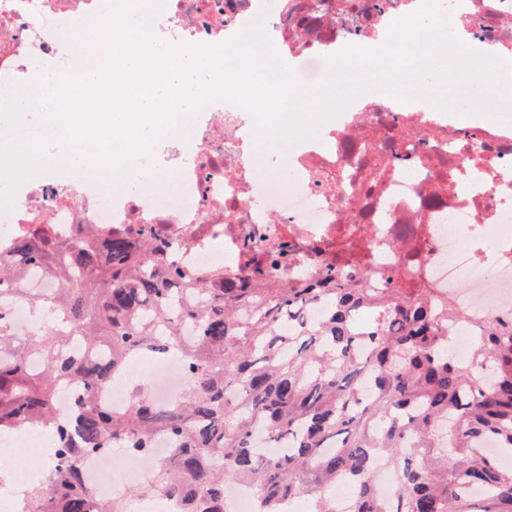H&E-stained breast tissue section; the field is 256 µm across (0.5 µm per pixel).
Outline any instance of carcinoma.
<instances>
[{"label":"carcinoma","instance_id":"obj_1","mask_svg":"<svg viewBox=\"0 0 512 512\" xmlns=\"http://www.w3.org/2000/svg\"><path fill=\"white\" fill-rule=\"evenodd\" d=\"M9 254L21 267L0 258V298H27L25 271L37 267L59 288L52 305L31 306L69 325L20 348L0 315V435L39 424L57 435L63 460L26 495L31 512H123L119 501L94 504L75 461L112 448L146 452L158 433L173 452L137 495L180 499L185 512H230L228 480L255 487L259 512L299 498L311 512H512V469L482 454L492 440L512 455V318L472 324L476 348L462 363L448 336L463 320L455 306L439 311L397 280L372 293L366 277L330 267L303 288H262L264 270L200 282L123 235L63 245L19 231ZM315 304L324 317L310 322ZM75 338L112 354L69 357ZM139 354L185 359L187 395L162 405L142 389L123 410L97 406L113 372ZM64 380L84 388L71 422L53 406ZM378 460L396 468L390 500L376 491ZM340 483L353 488L344 511L330 496ZM473 485L485 496L471 497Z\"/></svg>","mask_w":512,"mask_h":512}]
</instances>
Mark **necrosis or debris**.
Returning a JSON list of instances; mask_svg holds the SVG:
<instances>
[{
    "label": "necrosis or debris",
    "mask_w": 512,
    "mask_h": 512,
    "mask_svg": "<svg viewBox=\"0 0 512 512\" xmlns=\"http://www.w3.org/2000/svg\"><path fill=\"white\" fill-rule=\"evenodd\" d=\"M423 0H279L261 14L257 0H139L135 15L172 45H218L247 27H262L266 52L288 64L327 62L338 47L373 48L396 20L415 15ZM446 22L463 31L465 46L492 44L512 58V0H436ZM96 24L86 66H100L111 22L98 0H0V83L22 84L34 56L69 60L74 48L59 29ZM449 111L413 106L388 94L357 97L335 125L294 144L289 180L257 176L249 153L252 114L229 100L185 113L188 139L159 132L142 169L151 162L176 168L166 192L141 178L107 190L85 166L46 175L17 190L14 221L0 226V245L16 230L49 225L58 242L81 227L105 233L119 224L137 232L148 225L163 260L183 274L210 278L230 269L271 266L278 283L313 282L326 267L368 272L375 288L401 278L406 287L452 301L467 319L512 315V98L486 100L487 121L460 126ZM148 392L172 404L189 385L180 358L142 364ZM0 494L42 483L45 462H58L53 433L29 426ZM169 454L159 435L148 453L128 452L120 467L112 453L77 462L98 500L123 501L127 512H182L179 501L129 499L126 489L149 482Z\"/></svg>",
    "instance_id": "4bbe7bcc"
}]
</instances>
